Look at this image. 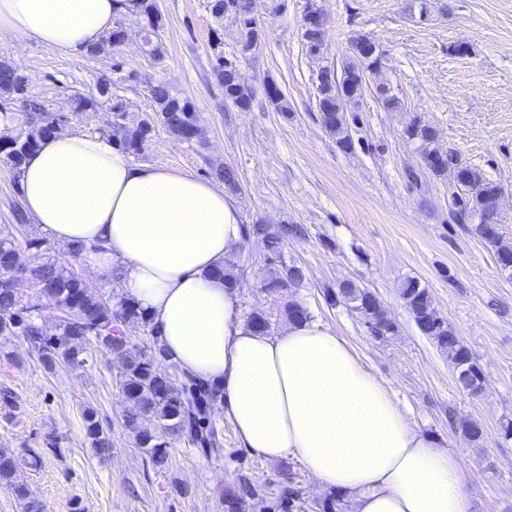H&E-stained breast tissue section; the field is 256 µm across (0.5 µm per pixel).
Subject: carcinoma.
I'll return each mask as SVG.
<instances>
[{
    "mask_svg": "<svg viewBox=\"0 0 512 512\" xmlns=\"http://www.w3.org/2000/svg\"><path fill=\"white\" fill-rule=\"evenodd\" d=\"M211 15L216 21L229 20L237 25L238 53L250 51L258 38L255 23V0H211ZM163 27V18L154 3L145 7L140 32L146 44L153 45L152 53L161 54L160 44H152ZM370 37L356 35L350 43V54L343 63V71L356 73L360 69H378L381 56L364 53ZM217 82L224 88V99L239 108L250 106L253 96L241 94V74L224 70V56L217 53L213 67ZM26 77L8 61L0 62V94L19 97L24 94ZM268 101L275 111H289L288 101L281 89L271 84L266 87ZM151 98L155 104L152 120L130 123L121 114L120 103L112 111L120 113L112 129L102 135L123 146L131 153L139 151L141 143L156 124L169 130H178L190 142L196 138L197 114L193 105L174 96L169 87L159 83L152 87ZM360 95H342L336 88L322 86L318 90L317 107L323 130L345 151L353 148L346 121L347 105L355 103ZM377 100L386 112L401 109V103L391 88L378 87ZM30 111L28 128L16 136L0 139V155L10 163L13 171L29 151L46 137L57 133L54 117L45 112V106L35 100L25 101ZM405 133L419 143L423 158L442 156L438 165L429 169L437 176L453 177L460 193L454 197L456 214L479 216L497 211L499 188L487 186L489 179L475 168L453 162L449 153H442L437 145L438 134L434 127L415 119L407 124ZM255 241L267 259L281 258L282 245L296 228H275L267 224H254L251 228ZM24 250L29 290L0 287V336H22L36 353L44 369L53 373L59 368L82 370L97 361V355H110L121 365L119 385L123 397L122 415L125 427L132 433L135 444L147 462L156 470L169 466L171 442H182L208 457L220 452L221 428L211 419V410L220 404L219 387L180 370L169 362L159 345V338L151 320L126 298L121 291L120 277L114 271L106 277L107 286L91 287L74 270L73 266L59 262L56 248L46 238L38 237L29 224L0 225V283L13 274L18 251ZM305 279L304 269L298 265L281 264L271 278L262 285L269 295H277L299 285ZM334 304L343 303L355 311L363 323L376 330L375 336L383 337L395 331V323L388 316L382 301L373 292L360 288L350 281H343L337 289L327 292ZM398 295L407 307L419 333L429 338L454 367H475L473 355L448 323L438 318L432 296L415 278H406L398 286ZM46 301L55 309L67 312L70 318L57 320L51 326L43 321L42 309ZM248 323L257 331L269 333L273 323L271 314L261 308L253 309ZM135 324L142 327L146 341L141 345L130 343L121 326ZM85 439L95 453L103 455L111 448L109 432L102 426L98 414L91 406L82 409ZM161 427L163 434L156 432ZM40 455L32 448L17 453L0 448V484L11 488L19 501L22 512H43V505L30 496L24 469L37 466ZM264 486L240 475L225 489L224 512H240L242 502L263 496ZM301 489L288 485L281 489L277 508L280 512H293L294 503L300 501Z\"/></svg>",
    "mask_w": 512,
    "mask_h": 512,
    "instance_id": "carcinoma-1",
    "label": "carcinoma"
}]
</instances>
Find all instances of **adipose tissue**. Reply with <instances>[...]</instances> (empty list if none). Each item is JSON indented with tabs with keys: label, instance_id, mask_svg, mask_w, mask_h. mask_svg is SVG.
Here are the masks:
<instances>
[{
	"label": "adipose tissue",
	"instance_id": "ef3b65f1",
	"mask_svg": "<svg viewBox=\"0 0 512 512\" xmlns=\"http://www.w3.org/2000/svg\"><path fill=\"white\" fill-rule=\"evenodd\" d=\"M143 0H0V36L86 53ZM21 204L43 237L82 247L156 326L171 362L221 387L244 447L300 460L354 512H468L457 460L411 424L395 393L335 329L313 320L252 329L240 286L215 269L244 238L223 185L134 163L111 140L56 134L24 160Z\"/></svg>",
	"mask_w": 512,
	"mask_h": 512
}]
</instances>
